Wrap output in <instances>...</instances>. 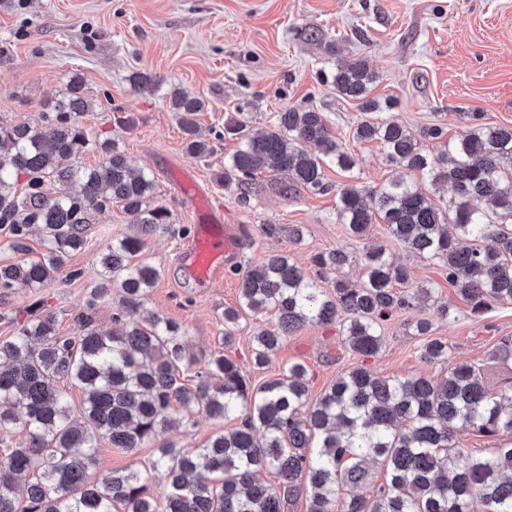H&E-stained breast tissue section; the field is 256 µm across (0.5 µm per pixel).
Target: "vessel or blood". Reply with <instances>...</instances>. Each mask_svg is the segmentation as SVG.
Listing matches in <instances>:
<instances>
[{"label": "vessel or blood", "mask_w": 512, "mask_h": 512, "mask_svg": "<svg viewBox=\"0 0 512 512\" xmlns=\"http://www.w3.org/2000/svg\"><path fill=\"white\" fill-rule=\"evenodd\" d=\"M178 177L184 189L197 196L196 231L184 252V258L195 278L207 281L221 271L224 263L238 255V229L236 225L225 222L221 209L198 197V187L190 170L180 171Z\"/></svg>", "instance_id": "1"}]
</instances>
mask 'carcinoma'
<instances>
[{
	"label": "carcinoma",
	"mask_w": 512,
	"mask_h": 512,
	"mask_svg": "<svg viewBox=\"0 0 512 512\" xmlns=\"http://www.w3.org/2000/svg\"><path fill=\"white\" fill-rule=\"evenodd\" d=\"M378 80L361 57L336 62L324 78L359 102L365 116L354 137L379 143L393 169L384 185L374 189L355 180L354 155L332 135L324 113L310 106L273 113L274 125L262 132L238 120L225 125L238 146L224 161V185L236 187L244 206L264 172L289 177L284 191L296 196L334 188L336 220L352 240L380 222L404 249L441 266L472 314L512 302V125L482 123V114L471 112L454 140L437 124L415 134L390 115L389 101L372 96ZM160 84L152 74L133 77L139 91ZM170 103L187 155L210 156L214 147L199 137L196 120L205 102L175 90ZM91 111L74 78L42 113L48 131L0 123V231L19 256L0 264L1 295L53 281L84 247L92 214L112 203L121 204L136 227L101 253L74 335H59L55 313L44 308L0 341V428L18 424L27 435L24 445L0 451V512H288L304 488L307 512H470L476 500L484 512H512V378L491 389L479 368L453 361L448 342L428 338L426 318L415 322L424 337L419 354L448 365L441 380L381 377L354 367L315 399L307 367L298 362L254 387L239 362L219 351L196 381L187 379L185 331L156 313L146 326L118 315L112 331L98 330L94 310L112 291L124 308L137 310L160 278L157 266L138 260L146 237L187 228H175L171 211L156 203L154 176L131 168L112 139L89 137L83 118ZM424 140L440 150L427 152ZM308 144L320 154L307 152ZM91 150L102 154L95 165L83 162ZM333 166L350 181L333 187L326 175ZM410 172L431 185L448 183L446 207L432 204ZM51 183L58 185L53 195L46 190ZM35 229L42 249L31 257ZM260 231L303 237L299 224H262ZM349 256L346 246L316 254L310 274L280 253L243 273L238 304L224 309V346L234 343L245 319L269 313L275 325L259 331L252 349L257 367L304 327L338 320L352 353L377 356L384 344L381 320L432 298V288L399 292L410 272L382 245L364 250L360 286L327 280L325 270L345 265ZM72 387L82 393L78 406L69 399ZM195 413L226 427L196 448L153 447L160 433ZM463 432L507 440L489 455L466 454L458 440ZM104 440L126 451L153 449L149 466L92 477ZM370 461L382 465L386 479L366 497L357 489L370 481ZM266 472L277 483L265 481Z\"/></svg>",
	"instance_id": "carcinoma-1"
}]
</instances>
